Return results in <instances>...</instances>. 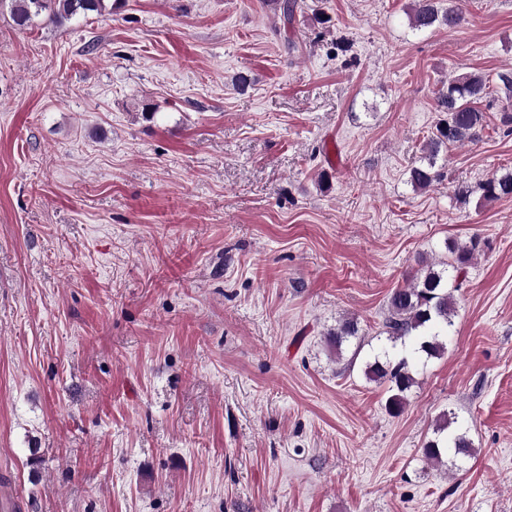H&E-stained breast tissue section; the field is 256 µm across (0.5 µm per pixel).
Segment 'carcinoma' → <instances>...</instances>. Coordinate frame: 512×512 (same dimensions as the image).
<instances>
[{
	"label": "carcinoma",
	"instance_id": "cac0c4a2",
	"mask_svg": "<svg viewBox=\"0 0 512 512\" xmlns=\"http://www.w3.org/2000/svg\"><path fill=\"white\" fill-rule=\"evenodd\" d=\"M10 14L20 30L34 25L41 16L61 24L77 14L98 15L112 11L107 0H9ZM411 28L422 31L445 26L450 30L460 27L464 16L448 0V7L441 9L436 0H414ZM505 91V102L500 106V122L505 132L512 133V70L498 72L495 76L478 73L456 75L439 91V104L445 118L436 126V134L423 146L427 163L410 170L409 182L416 190L431 187L440 178L435 169L441 150L457 143L472 141L485 126V115L477 103L493 94V88ZM480 197L494 201L512 196V170L497 171L478 187ZM481 241L473 236L467 242L448 241L444 256L418 261L419 269L403 287L395 289L390 298L388 316L384 321L391 349L374 355L365 364L364 375L373 382L389 385L391 395L387 408L393 415L402 412L407 393L415 386L416 367L445 352V339L454 325V292L462 285L468 269L480 255ZM359 327L355 320L345 318L328 333L329 341L341 355L342 346L358 338ZM454 451L453 458L463 460L474 456V448L466 429L458 423L452 412L437 418L434 437L422 448L426 463L443 464V455Z\"/></svg>",
	"mask_w": 512,
	"mask_h": 512
}]
</instances>
